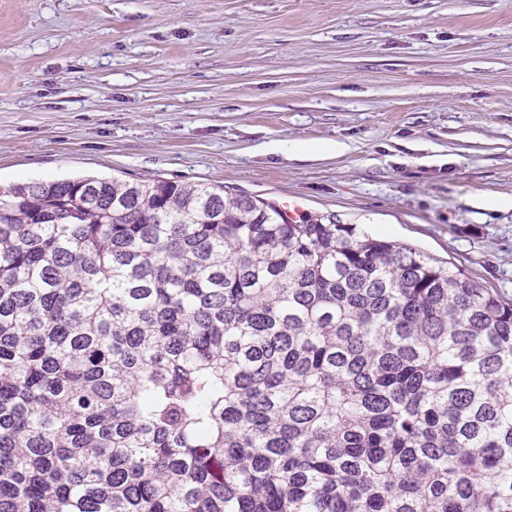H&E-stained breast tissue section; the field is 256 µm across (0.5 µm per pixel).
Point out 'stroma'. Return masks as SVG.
<instances>
[{
    "instance_id": "35a3bbf8",
    "label": "stroma",
    "mask_w": 512,
    "mask_h": 512,
    "mask_svg": "<svg viewBox=\"0 0 512 512\" xmlns=\"http://www.w3.org/2000/svg\"><path fill=\"white\" fill-rule=\"evenodd\" d=\"M335 215L512 301V0H0V184Z\"/></svg>"
}]
</instances>
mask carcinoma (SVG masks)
<instances>
[{
    "label": "carcinoma",
    "mask_w": 512,
    "mask_h": 512,
    "mask_svg": "<svg viewBox=\"0 0 512 512\" xmlns=\"http://www.w3.org/2000/svg\"><path fill=\"white\" fill-rule=\"evenodd\" d=\"M0 512H512V303L222 186L0 188Z\"/></svg>",
    "instance_id": "cac0c4a2"
}]
</instances>
